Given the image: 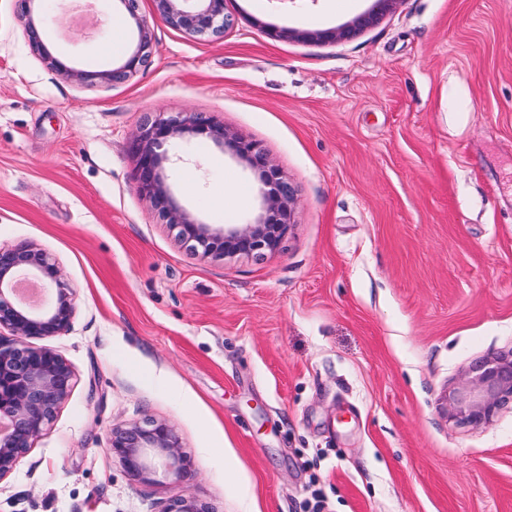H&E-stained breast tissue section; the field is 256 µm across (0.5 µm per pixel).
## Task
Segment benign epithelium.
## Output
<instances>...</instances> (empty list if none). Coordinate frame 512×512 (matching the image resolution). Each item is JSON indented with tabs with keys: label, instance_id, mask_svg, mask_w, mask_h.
<instances>
[{
	"label": "benign epithelium",
	"instance_id": "7a95c632",
	"mask_svg": "<svg viewBox=\"0 0 512 512\" xmlns=\"http://www.w3.org/2000/svg\"><path fill=\"white\" fill-rule=\"evenodd\" d=\"M25 31L33 51L47 64L78 79L95 84L115 82L135 74L151 56V42L144 22L138 20L139 40L124 64L117 69L74 71L53 57L41 40L46 28L43 10H34L37 0H18ZM397 0H373V6L354 21L334 29L305 32L274 29L270 36L286 34L337 42L353 38L374 25ZM155 12L166 22L187 33L221 37L227 25L225 0H153ZM201 136L221 144L261 182L259 214L246 224H204L174 201L158 149L167 141ZM142 190L152 200L158 214L178 238L192 244L205 257L235 258L273 251L291 229L294 192L288 181L255 143L238 139L224 127L202 117L170 116L154 122L131 142ZM26 271L45 283L55 285L50 304L33 310L12 302L7 294L16 291L17 274ZM75 314L73 293L61 281V273L47 253L35 245L0 248V327L11 337L0 336V481L7 478L19 459L31 448L74 386V372L49 346H35L33 339H47L70 326ZM448 420L458 425L478 427L492 421L497 411L512 402V350L483 359L464 374L463 380L448 390ZM109 449L122 462L126 473L143 483L156 482L160 473L177 479L185 477L186 460L174 429L165 421L143 427L114 428ZM163 512H209L193 497L175 498Z\"/></svg>",
	"mask_w": 512,
	"mask_h": 512
}]
</instances>
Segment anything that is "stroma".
Segmentation results:
<instances>
[{"label": "stroma", "mask_w": 512, "mask_h": 512, "mask_svg": "<svg viewBox=\"0 0 512 512\" xmlns=\"http://www.w3.org/2000/svg\"><path fill=\"white\" fill-rule=\"evenodd\" d=\"M44 41L66 65L120 66L146 21L152 57L121 83L83 84L35 54L0 0V248H43L72 289L48 338L74 386L14 471L0 512H512V404L471 428L444 398L512 349V0H399L336 43L274 39L367 12L328 0H226L220 38L171 27L152 0H97ZM468 111L448 110V89ZM199 114L257 143L294 190L275 251L205 257L141 191L131 139ZM174 200L242 224L259 182L214 142L164 145ZM242 204L215 196L225 176ZM168 422L188 475L143 484L113 428Z\"/></svg>", "instance_id": "stroma-1"}]
</instances>
